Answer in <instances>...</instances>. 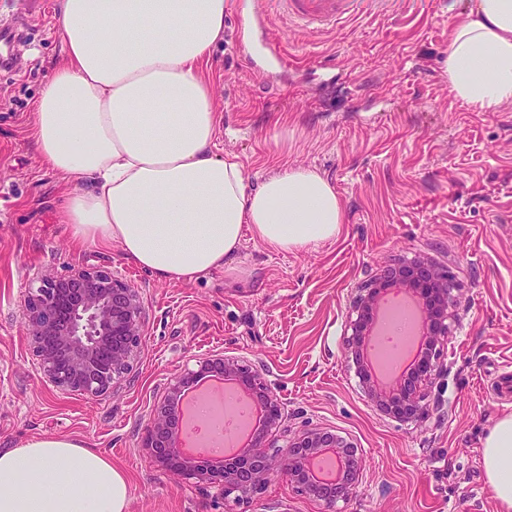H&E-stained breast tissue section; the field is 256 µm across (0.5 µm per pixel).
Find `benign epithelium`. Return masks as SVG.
<instances>
[{
  "instance_id": "benign-epithelium-1",
  "label": "benign epithelium",
  "mask_w": 512,
  "mask_h": 512,
  "mask_svg": "<svg viewBox=\"0 0 512 512\" xmlns=\"http://www.w3.org/2000/svg\"><path fill=\"white\" fill-rule=\"evenodd\" d=\"M396 288L408 293L417 308L415 351L397 375L385 377L369 364L364 348L381 325L384 295ZM456 288L448 271L421 257L410 264L386 265L359 290L347 362L359 376L365 398L381 413L402 423L425 416L430 389L446 371L442 356ZM23 319L39 379L62 394L87 399L104 396L127 380L147 327L139 289L101 268L44 276L38 287L28 289ZM211 378L236 381L261 410L263 428L250 432L241 447L198 461L176 443L184 421L181 401L196 381ZM282 419L281 401L263 366L214 354L167 382L144 427L141 448L167 471L215 487L226 499L248 500L279 474L299 494L333 512L357 492L363 471L360 450L315 427L288 435L274 449L267 439Z\"/></svg>"
}]
</instances>
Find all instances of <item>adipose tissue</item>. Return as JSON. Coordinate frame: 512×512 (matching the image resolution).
Masks as SVG:
<instances>
[{
    "label": "adipose tissue",
    "instance_id": "obj_1",
    "mask_svg": "<svg viewBox=\"0 0 512 512\" xmlns=\"http://www.w3.org/2000/svg\"><path fill=\"white\" fill-rule=\"evenodd\" d=\"M225 0H55L66 60L31 114L43 163L75 184L60 209L76 242L119 245L156 278L222 268L244 232L278 251L335 239L326 177L291 167L249 187L202 72L224 39ZM448 88L479 112L512 103V0H473L451 26ZM500 512H512V413L482 443ZM130 481L105 452L37 436L0 450V512H128Z\"/></svg>",
    "mask_w": 512,
    "mask_h": 512
}]
</instances>
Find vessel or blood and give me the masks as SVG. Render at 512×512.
Listing matches in <instances>:
<instances>
[{
  "label": "vessel or blood",
  "instance_id": "vessel-or-blood-1",
  "mask_svg": "<svg viewBox=\"0 0 512 512\" xmlns=\"http://www.w3.org/2000/svg\"><path fill=\"white\" fill-rule=\"evenodd\" d=\"M389 0H249V17L264 22L270 10L287 15L314 32H321L388 4Z\"/></svg>",
  "mask_w": 512,
  "mask_h": 512
}]
</instances>
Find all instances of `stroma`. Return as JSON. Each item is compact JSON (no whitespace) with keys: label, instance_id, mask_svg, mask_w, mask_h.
<instances>
[{"label":"stroma","instance_id":"35a3bbf8","mask_svg":"<svg viewBox=\"0 0 512 512\" xmlns=\"http://www.w3.org/2000/svg\"><path fill=\"white\" fill-rule=\"evenodd\" d=\"M245 0H226L224 41L205 68L219 110V153L239 155L249 187L284 168L336 188V239L276 251L244 235L223 268L189 283L129 265L119 246L72 241L57 218L69 184L28 136L36 97L63 48L54 0H15L25 36L0 69V449L62 436L108 453L130 478L129 512H324L286 480L236 503L181 479L141 449L169 377L224 352L263 365L281 431L322 427L363 455L355 496L335 512H498L480 446L512 412V104L476 112L448 88V31L469 0H400L395 11L313 33L274 14L243 38ZM281 58H273L272 50ZM425 255L454 276L448 369L422 422L389 419L345 358L359 288L379 267ZM111 270L142 294L147 330L130 384L97 399L41 383L22 305L42 274Z\"/></svg>","mask_w":512,"mask_h":512}]
</instances>
